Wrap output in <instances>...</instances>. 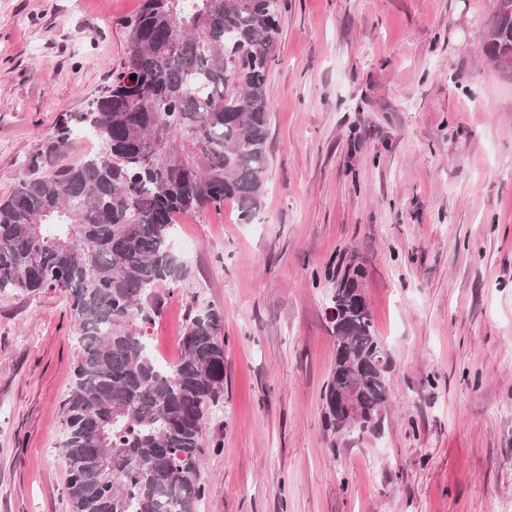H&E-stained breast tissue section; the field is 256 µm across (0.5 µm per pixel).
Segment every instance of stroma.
Wrapping results in <instances>:
<instances>
[{"label":"stroma","mask_w":512,"mask_h":512,"mask_svg":"<svg viewBox=\"0 0 512 512\" xmlns=\"http://www.w3.org/2000/svg\"><path fill=\"white\" fill-rule=\"evenodd\" d=\"M287 3L260 207L177 216L188 276L157 289L145 326L173 362L188 313L224 312L200 512H512V67L485 50L495 0ZM140 6L0 0V198L122 67ZM351 266L391 394L382 434L333 454L328 310ZM76 355L65 291L0 293V512H71Z\"/></svg>","instance_id":"1"}]
</instances>
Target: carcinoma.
<instances>
[{"mask_svg":"<svg viewBox=\"0 0 512 512\" xmlns=\"http://www.w3.org/2000/svg\"><path fill=\"white\" fill-rule=\"evenodd\" d=\"M281 0H142L126 21L122 68L84 112L41 138L28 172L0 200V292L61 288L78 353L63 401L65 493L73 512H199L202 430L224 396V315L190 317L181 356L159 363L142 325L153 291L188 271L169 237L180 214L237 204L248 221L263 194L271 105L266 94ZM494 60L512 65V17L495 15ZM136 79H130V76ZM98 141L78 163L49 169L77 129ZM331 296L340 344L323 393L330 449L375 433L392 360L358 287ZM356 390L352 421L336 394ZM108 455L111 481L97 475Z\"/></svg>","mask_w":512,"mask_h":512,"instance_id":"1","label":"carcinoma"}]
</instances>
